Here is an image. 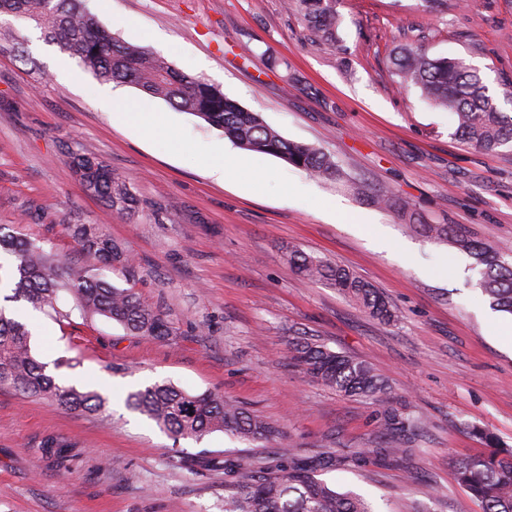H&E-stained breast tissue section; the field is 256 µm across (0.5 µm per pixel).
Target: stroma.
Segmentation results:
<instances>
[{
  "label": "stroma",
  "mask_w": 512,
  "mask_h": 512,
  "mask_svg": "<svg viewBox=\"0 0 512 512\" xmlns=\"http://www.w3.org/2000/svg\"><path fill=\"white\" fill-rule=\"evenodd\" d=\"M122 43L156 52L205 78L284 138L333 154L347 185L311 178L283 159L244 150L200 118L129 85L113 92L152 112L165 135L145 139L112 125L105 89L39 29L0 16V232L81 260L64 227L100 224L136 257L106 281L132 288L166 313L164 341L127 335L112 320L58 322L25 302L37 359L57 382L95 389L104 411L79 415L0 389V512H223L224 474L172 467L185 456L255 454L221 432L173 441L130 410L128 394L170 382L217 391L276 425L278 453L377 447V407L312 382L290 359L304 332L369 363L387 399L419 422L402 461L373 459L325 473L376 512H481L455 476L458 459L485 451L476 430L512 448V343L483 315L488 298L472 265L449 243L412 232L369 205L362 181L409 201L425 224L458 226L512 261V147L476 150L448 112L418 88H399L393 49L419 45L478 69L503 111L512 110V0H337L336 43L312 41L287 0H88ZM282 59L269 69L268 57ZM223 145L234 169L215 182L206 162ZM105 161L131 185L138 213L119 217L71 175L72 150ZM385 240L375 247L373 235ZM297 248L349 268L396 307L371 318L350 298L296 275ZM67 444L64 458L42 453Z\"/></svg>",
  "instance_id": "1"
}]
</instances>
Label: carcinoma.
Here are the masks:
<instances>
[{
    "mask_svg": "<svg viewBox=\"0 0 512 512\" xmlns=\"http://www.w3.org/2000/svg\"><path fill=\"white\" fill-rule=\"evenodd\" d=\"M311 36L333 43L339 23L336 0H297ZM32 23L44 38L76 59L101 83L129 84L160 98L171 107L203 119L224 132L237 146L281 157L314 178L339 183L347 173L332 155L290 141L253 112L207 81L176 68L146 48L121 44L104 30L80 0H0V15ZM398 84L414 86L432 105L453 117L456 135L485 151L512 144V116L500 110L479 72L461 58H434L422 48L402 47L391 58ZM69 166L79 184L112 212L133 216L138 199L130 185L99 158L70 152ZM373 203L393 210L407 226L422 235L450 242L484 265L478 286L490 305L512 314V262L467 232L446 224H422L409 202L382 192ZM68 236L91 264L70 261L52 249L26 239L0 235V249L16 259L12 295L33 309L62 322L76 315L87 321L97 316L119 324L130 336L164 340L172 335L167 315L131 288L117 287L102 278L99 266L131 268L134 259L125 247L96 224H68ZM289 262L303 279L326 284L357 302L372 318L391 324L397 313L371 284L325 258L300 250ZM291 360L317 383L342 396L369 399L378 405L385 441L378 454L392 461L405 452L403 439L418 425L386 400L387 382L366 362L342 355L308 339L291 343ZM0 387L51 401L78 414L100 412L106 399L97 391L57 383L33 354L30 332L0 308ZM131 406L154 421L174 442L199 441L214 432L231 433L248 443L266 447L280 431L219 392L192 393L173 383H156L130 395ZM489 450L462 458L456 479L478 501L481 512H512V448L496 447L488 434L477 430ZM347 462L333 452L312 456L273 454L193 464L224 471V512H373L362 498L339 492L319 473Z\"/></svg>",
    "mask_w": 512,
    "mask_h": 512,
    "instance_id": "cac0c4a2",
    "label": "carcinoma"
}]
</instances>
